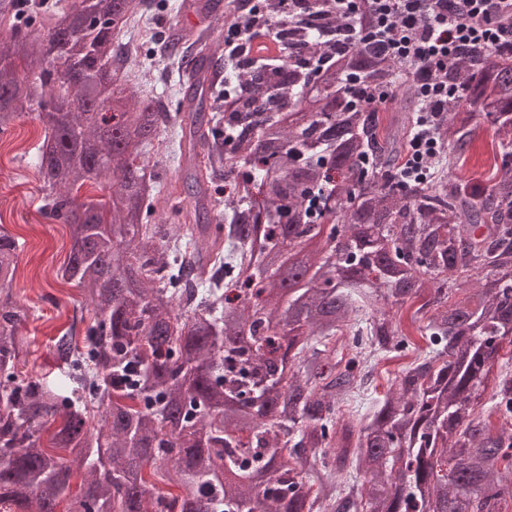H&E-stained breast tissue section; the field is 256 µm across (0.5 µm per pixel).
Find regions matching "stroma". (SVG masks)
Listing matches in <instances>:
<instances>
[{"instance_id":"stroma-1","label":"stroma","mask_w":512,"mask_h":512,"mask_svg":"<svg viewBox=\"0 0 512 512\" xmlns=\"http://www.w3.org/2000/svg\"><path fill=\"white\" fill-rule=\"evenodd\" d=\"M44 134L36 110L31 109L21 114L8 136L0 137V227L22 246L14 297L28 316L19 326L24 342L19 370L26 377L64 388L69 379L56 342L70 331L75 316L89 320L93 314L84 307L82 289L63 277L70 250L67 226L48 221L41 211L45 193L37 155ZM426 350L421 342L381 361L373 389L354 400V408L366 411L374 398L384 395L395 373Z\"/></svg>"}]
</instances>
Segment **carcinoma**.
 Returning a JSON list of instances; mask_svg holds the SVG:
<instances>
[{"mask_svg": "<svg viewBox=\"0 0 512 512\" xmlns=\"http://www.w3.org/2000/svg\"><path fill=\"white\" fill-rule=\"evenodd\" d=\"M99 2L0 9V134L38 106L43 209L68 226L64 275L97 314L82 340L58 341L69 394L19 372L20 244L0 230V512H56L74 467L85 486L71 512H503L512 53L473 50L448 70L446 149L402 188L423 104L324 0L262 4L284 46L272 72L224 62V27L251 17L221 0L195 2L215 33L205 56L202 39L155 31L146 0ZM13 57L40 70L20 74ZM170 79L174 112L154 93ZM381 84L389 104L362 97ZM477 116L491 152L470 173ZM174 144L201 153L162 185L149 160ZM87 181L112 187L109 201L79 199ZM314 240L288 271L299 286L280 288V252ZM388 306L412 311L428 351L366 416L344 412L365 369L410 346Z\"/></svg>", "mask_w": 512, "mask_h": 512, "instance_id": "carcinoma-1", "label": "carcinoma"}]
</instances>
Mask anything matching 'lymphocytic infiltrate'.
I'll list each match as a JSON object with an SVG mask.
<instances>
[{
    "label": "lymphocytic infiltrate",
    "mask_w": 512,
    "mask_h": 512,
    "mask_svg": "<svg viewBox=\"0 0 512 512\" xmlns=\"http://www.w3.org/2000/svg\"><path fill=\"white\" fill-rule=\"evenodd\" d=\"M330 5L350 21L353 43L407 64L426 107L409 136L402 175L425 180L443 147L436 127L458 93L448 68L474 49L512 52V0H330ZM224 57L270 67L281 61L282 46L269 25H236L225 32Z\"/></svg>",
    "instance_id": "1"
}]
</instances>
